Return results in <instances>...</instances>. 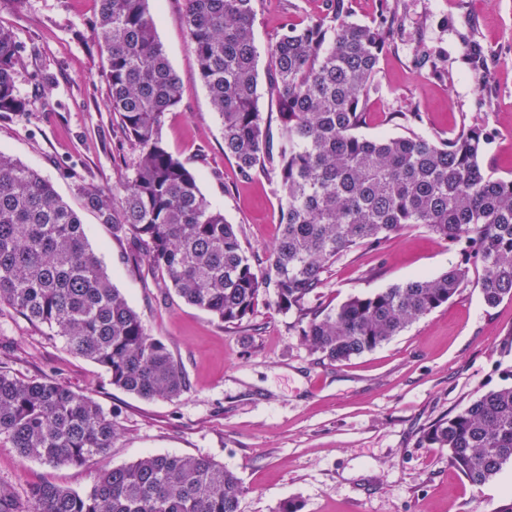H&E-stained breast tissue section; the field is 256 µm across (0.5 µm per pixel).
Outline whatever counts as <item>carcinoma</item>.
<instances>
[{"mask_svg":"<svg viewBox=\"0 0 512 512\" xmlns=\"http://www.w3.org/2000/svg\"><path fill=\"white\" fill-rule=\"evenodd\" d=\"M94 2L92 27L106 54L112 112L136 155L116 184L83 181L75 190L114 239L133 243L134 268L161 273L165 288L224 324L248 318L261 286L271 285L279 309L296 313L304 342L333 362L398 335L467 281L460 264L333 309L313 305L336 258L411 224L467 244L484 268L487 305L512 298V180L493 177L481 164L491 134L478 125L446 140L357 133L378 92L375 73L395 36V13L363 24L350 19L344 0H328L323 18L281 25L269 49L281 119L271 154L258 106L259 0H182L199 76L222 123L224 154L243 178L268 164L276 173L280 231L258 270L240 228L224 220L201 192L198 174L162 137L181 87L148 0ZM23 53L14 32L0 26V116L28 111L16 85ZM3 305L105 368L120 390L151 400L187 389L171 351L146 332L104 272L79 214L38 170L0 152ZM117 434L112 412L91 396L50 379H20L0 365V437L20 458L82 465L106 455ZM424 441L447 449L448 464L471 486L494 480L512 462V387L438 420ZM241 494L239 479L222 464L149 454L99 470L83 493L42 482L21 506L0 486V512H239Z\"/></svg>","mask_w":512,"mask_h":512,"instance_id":"carcinoma-1","label":"carcinoma"}]
</instances>
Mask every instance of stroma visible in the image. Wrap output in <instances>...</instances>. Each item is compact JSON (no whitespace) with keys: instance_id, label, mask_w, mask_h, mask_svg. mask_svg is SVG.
<instances>
[{"instance_id":"35a3bbf8","label":"stroma","mask_w":512,"mask_h":512,"mask_svg":"<svg viewBox=\"0 0 512 512\" xmlns=\"http://www.w3.org/2000/svg\"><path fill=\"white\" fill-rule=\"evenodd\" d=\"M352 18L371 23L396 12L399 31L382 52L363 136H401L394 112H417L416 132L445 139L482 125L492 141L482 164L512 176V0H349ZM157 35L182 87L165 118L170 150L200 176L199 187L240 225L249 255L265 260L279 202L273 175L241 178L224 153L221 120L201 82L182 23L181 0H149ZM326 0H260L254 24L258 69L284 20H311ZM93 0H25L0 8V26L24 45L16 76L29 109L0 117V151L35 167L71 206L77 182L109 186L134 157L109 105L106 57L88 22ZM480 49L489 74L478 86L468 60ZM88 241L113 284L163 341L188 379L173 399L145 400L112 386L95 362L61 338L0 308V364L24 379L50 378L110 410L119 434L104 460L114 467L148 454L206 457L241 482L240 512H492L512 497V464L472 487L448 465V452L422 440L434 420L455 414L489 391L512 386V299L488 306L478 286L483 266L420 226L333 264L318 301L333 309L414 276L433 277L466 263L468 280L448 303L375 349L330 362L304 343L294 312L280 311L273 289L260 288L253 313L220 323L153 279L127 267L125 248L106 225L82 212ZM92 465L49 466L21 460L0 439V485L25 501L36 483L90 489Z\"/></svg>"}]
</instances>
